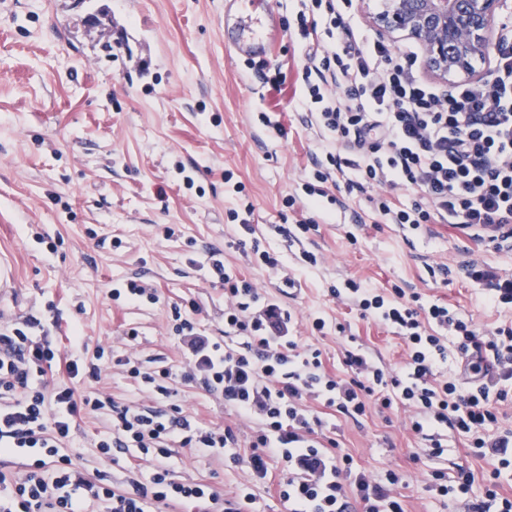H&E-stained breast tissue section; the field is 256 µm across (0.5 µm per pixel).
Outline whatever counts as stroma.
Listing matches in <instances>:
<instances>
[{
  "instance_id": "obj_1",
  "label": "stroma",
  "mask_w": 512,
  "mask_h": 512,
  "mask_svg": "<svg viewBox=\"0 0 512 512\" xmlns=\"http://www.w3.org/2000/svg\"><path fill=\"white\" fill-rule=\"evenodd\" d=\"M270 62L288 73L278 93L228 45L224 0H0V265L13 274L0 315L35 320L33 335L51 336L64 353L77 324L89 348L129 351L178 371L185 349L172 331L171 306L198 307L200 334L224 339V287L205 267L216 252L296 316L325 318L324 334L301 329L297 340L320 348L337 375L340 323L383 366L404 360L400 339L329 296L349 278L418 290L483 333L507 321L456 267L480 256L512 270V251L455 226L407 236L371 223L364 194L332 187L310 212L318 231L298 242L276 233L295 223L284 200L300 190L319 140L298 104L305 63L298 40L283 33ZM268 110L281 129L258 122ZM248 205L256 237L289 266L304 251L323 256L318 267L298 272L294 294L283 293L239 244L229 212ZM431 266L449 267L447 279L430 278ZM131 278L152 284L157 303L113 300L112 289ZM132 329L137 339L124 344ZM173 388L174 404L203 425L234 417L221 396L200 385L178 380ZM403 420L400 413H373L358 424L335 416L329 435L357 467L410 474L408 512H463L427 492L424 474L463 465L476 477L478 496L485 464L466 457L454 434L447 457H417L422 442ZM107 424L104 413L81 415L67 453L88 477L119 485L131 460H101L95 443ZM170 464L179 478L205 481L221 495L250 489L252 512H288L276 493L281 462L268 461L266 481L246 463L192 448L175 449Z\"/></svg>"
}]
</instances>
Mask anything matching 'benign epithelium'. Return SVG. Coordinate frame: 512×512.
I'll return each instance as SVG.
<instances>
[{
    "instance_id": "obj_1",
    "label": "benign epithelium",
    "mask_w": 512,
    "mask_h": 512,
    "mask_svg": "<svg viewBox=\"0 0 512 512\" xmlns=\"http://www.w3.org/2000/svg\"><path fill=\"white\" fill-rule=\"evenodd\" d=\"M501 0H383L375 23L394 40L416 41L432 76L473 78L472 60L495 39Z\"/></svg>"
}]
</instances>
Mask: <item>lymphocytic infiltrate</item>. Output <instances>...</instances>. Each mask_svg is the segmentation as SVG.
<instances>
[{"label": "lymphocytic infiltrate", "instance_id": "f902f5d3", "mask_svg": "<svg viewBox=\"0 0 512 512\" xmlns=\"http://www.w3.org/2000/svg\"><path fill=\"white\" fill-rule=\"evenodd\" d=\"M353 0H298L288 28L299 35L305 55L302 104L322 148L312 158L305 199L288 196L287 207L311 206L326 184L370 194L383 223L417 230L452 224L512 250V20L489 53V78L460 81L450 89L411 71L405 50L357 40ZM209 268L224 285V340L201 336L192 313L173 308L172 330L190 358L181 373L150 369L118 357L141 391L171 400L175 379L195 381L221 394L243 419L261 428L246 461L266 477L268 458H279L288 475L279 497L288 512H406L403 473L376 476L354 468L337 453L319 407L356 420L371 410L401 408L425 446L423 456L442 457L443 431L462 439L467 455L485 462L480 497H472L474 475H428V488L446 501H464L469 512H512V430L498 428L497 408L512 401V324L479 334L473 321L441 302L422 303L420 293L381 290L353 279L331 288L337 303L385 326L399 337L405 361L387 370L357 342L342 357L345 376L328 373L320 349L295 341L289 310L265 297L244 275L210 255ZM466 281L485 287L489 304L512 310V270L471 259L461 267ZM32 320L0 329V455L31 453L33 460L13 478L0 475V512H247L254 496L241 489L218 495L201 481L178 479L168 461L174 448L206 453L237 447L235 425H203L172 404L169 410L107 403L78 382L98 380L107 355L62 358L43 337L29 335ZM464 356L463 375L447 378L448 343ZM63 368L68 384L47 387L45 377ZM110 409L112 424L96 443L110 461L135 453L151 463L146 479L128 478L120 488L90 480L64 452L83 412Z\"/></svg>", "mask_w": 512, "mask_h": 512}]
</instances>
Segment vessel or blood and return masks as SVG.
Listing matches in <instances>:
<instances>
[{
    "label": "vessel or blood",
    "instance_id": "b4317fda",
    "mask_svg": "<svg viewBox=\"0 0 512 512\" xmlns=\"http://www.w3.org/2000/svg\"><path fill=\"white\" fill-rule=\"evenodd\" d=\"M224 24L235 32L236 51L248 59H267L280 34L276 14L263 8L261 0H225Z\"/></svg>",
    "mask_w": 512,
    "mask_h": 512
}]
</instances>
